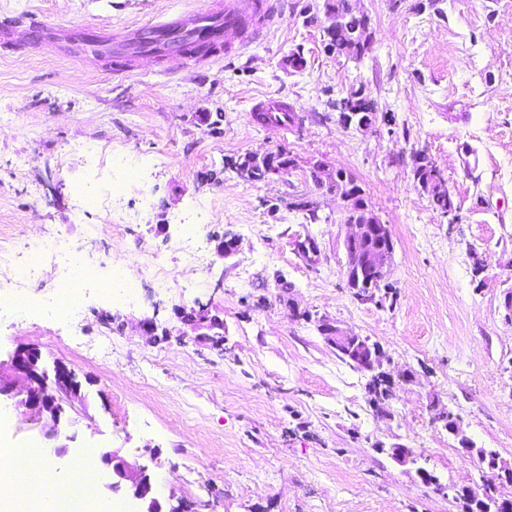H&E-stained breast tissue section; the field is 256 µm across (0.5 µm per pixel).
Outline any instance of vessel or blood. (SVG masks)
Listing matches in <instances>:
<instances>
[{
    "label": "vessel or blood",
    "mask_w": 512,
    "mask_h": 512,
    "mask_svg": "<svg viewBox=\"0 0 512 512\" xmlns=\"http://www.w3.org/2000/svg\"><path fill=\"white\" fill-rule=\"evenodd\" d=\"M277 13V0H223L190 12L152 20L113 36L86 27L65 31L42 22L24 31L25 43L38 47L55 44L64 53L95 58L112 53V69L127 72L135 60L182 57L204 61L220 53H240L266 39Z\"/></svg>",
    "instance_id": "b4317fda"
}]
</instances>
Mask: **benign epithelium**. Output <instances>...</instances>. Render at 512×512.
<instances>
[{
  "mask_svg": "<svg viewBox=\"0 0 512 512\" xmlns=\"http://www.w3.org/2000/svg\"><path fill=\"white\" fill-rule=\"evenodd\" d=\"M366 88L359 86L346 95L336 99L335 107L339 121L346 126L366 132L376 127L379 117L361 119L351 111L353 98L365 94ZM254 162L267 167V173L281 176L294 166L293 159L283 149L269 150L263 154H253ZM357 206L366 212V220L351 221L347 224L348 232L344 246L348 254L347 283L353 297L377 308L383 306L382 288L388 284L390 262L394 252V242L388 225L382 223L367 202ZM367 242L377 243L372 252L359 253V248ZM317 328L327 342L335 346H345L359 336L349 332L326 319H317ZM385 353L375 342L365 341L360 356L361 367L372 377L379 380H391L389 373L383 369ZM11 369L18 384L0 379V399L16 400L19 407L25 409L36 421L47 419L49 429L47 438H56L60 434L64 415L62 401L73 403L83 400V384L76 372L62 362L54 366V374H49L43 365L41 352L36 348H23L15 352L11 359ZM101 462L112 467V482L106 489L113 493H124L140 502L142 512H183L170 506L152 494V477L146 466H129L116 451H105Z\"/></svg>",
  "mask_w": 512,
  "mask_h": 512,
  "instance_id": "7a95c632",
  "label": "benign epithelium"
}]
</instances>
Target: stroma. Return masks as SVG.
<instances>
[{
  "label": "stroma",
  "mask_w": 512,
  "mask_h": 512,
  "mask_svg": "<svg viewBox=\"0 0 512 512\" xmlns=\"http://www.w3.org/2000/svg\"><path fill=\"white\" fill-rule=\"evenodd\" d=\"M324 0H283L267 38L239 56L200 63H142L116 74L112 61L64 57L53 47L0 45V247L15 260L59 233L83 262L79 310L46 314L61 285L47 257L21 288L42 314L0 309V364L22 347L41 350L85 380L57 440L24 408L9 406L0 443L34 441L48 483L21 512H43L77 460L99 480L84 512L124 502L107 489L103 451L148 466L162 501L187 512H458L377 444L421 453L441 483L484 485L494 475L433 416L457 415L476 446L512 462V0H352L369 20L361 60L326 53ZM202 0H0V19L35 15L104 33L201 5ZM365 87L388 118L367 133L338 123L332 99ZM284 100L300 117L287 131L254 122L260 99ZM278 147L292 172L251 183L228 160ZM426 151L459 206L448 223L414 182L410 155ZM476 154V170L465 167ZM142 168L107 211L81 209L78 187L107 188L112 159ZM351 172L394 240L395 307L355 300L346 286L347 204L314 188L310 171ZM309 196L317 220L290 208ZM208 213L206 264H188L176 219L192 202ZM277 212H270V205ZM232 232L222 259L216 238ZM314 238L316 262L297 244ZM483 255L477 285L470 252ZM138 287L113 301V269ZM292 283L280 300L277 276ZM207 309L221 335L184 322ZM325 318L378 342L399 381L384 413L366 400L367 376L342 361L316 328ZM156 332H145L144 321ZM67 445L58 456L53 443Z\"/></svg>",
  "instance_id": "1"
}]
</instances>
